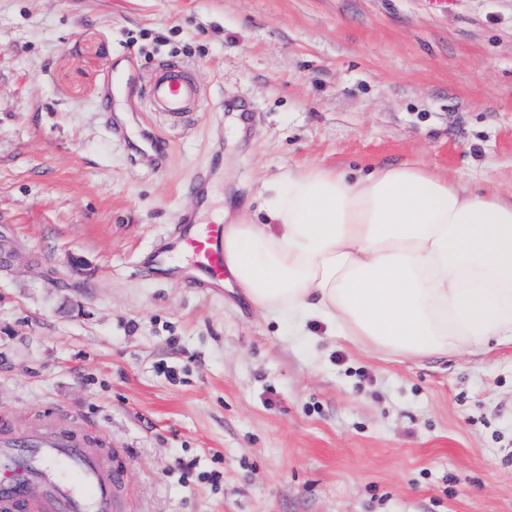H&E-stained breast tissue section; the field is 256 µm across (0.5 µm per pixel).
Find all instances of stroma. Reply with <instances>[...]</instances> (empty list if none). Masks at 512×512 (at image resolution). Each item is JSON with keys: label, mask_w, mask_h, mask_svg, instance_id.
Wrapping results in <instances>:
<instances>
[{"label": "stroma", "mask_w": 512, "mask_h": 512, "mask_svg": "<svg viewBox=\"0 0 512 512\" xmlns=\"http://www.w3.org/2000/svg\"><path fill=\"white\" fill-rule=\"evenodd\" d=\"M172 59L177 123L143 86ZM406 161L512 195V0H0V413L96 423L121 512H512V345L367 354L143 270L200 170L208 222Z\"/></svg>", "instance_id": "1"}]
</instances>
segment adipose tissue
Segmentation results:
<instances>
[{
  "label": "adipose tissue",
  "instance_id": "obj_1",
  "mask_svg": "<svg viewBox=\"0 0 512 512\" xmlns=\"http://www.w3.org/2000/svg\"><path fill=\"white\" fill-rule=\"evenodd\" d=\"M224 261L261 313L301 314L365 350L512 344V198L412 162L270 178L257 209L225 225Z\"/></svg>",
  "mask_w": 512,
  "mask_h": 512
}]
</instances>
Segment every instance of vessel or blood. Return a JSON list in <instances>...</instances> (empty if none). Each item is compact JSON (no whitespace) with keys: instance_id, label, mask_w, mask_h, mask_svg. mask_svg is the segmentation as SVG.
Instances as JSON below:
<instances>
[{"instance_id":"1","label":"vessel or blood","mask_w":512,"mask_h":512,"mask_svg":"<svg viewBox=\"0 0 512 512\" xmlns=\"http://www.w3.org/2000/svg\"><path fill=\"white\" fill-rule=\"evenodd\" d=\"M146 92L156 111L174 117L198 100L195 82L177 62L152 75ZM178 223L152 255L148 273L199 288L223 287V223H203L191 213ZM120 480L111 440L73 412L58 408L21 429L0 423V512H116Z\"/></svg>"}]
</instances>
